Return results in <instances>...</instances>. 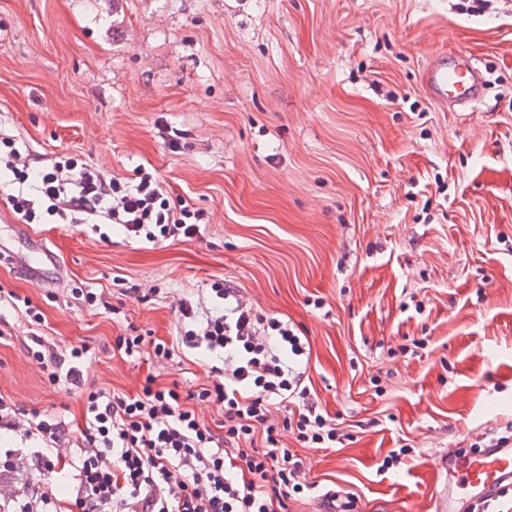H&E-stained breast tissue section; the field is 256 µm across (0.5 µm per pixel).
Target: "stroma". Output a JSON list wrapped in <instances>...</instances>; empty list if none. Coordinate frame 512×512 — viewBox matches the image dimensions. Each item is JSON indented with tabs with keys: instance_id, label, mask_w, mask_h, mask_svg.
<instances>
[{
	"instance_id": "obj_1",
	"label": "stroma",
	"mask_w": 512,
	"mask_h": 512,
	"mask_svg": "<svg viewBox=\"0 0 512 512\" xmlns=\"http://www.w3.org/2000/svg\"><path fill=\"white\" fill-rule=\"evenodd\" d=\"M471 3L0 0V131L46 162L145 166L209 217L200 239L155 246L87 224L21 236L0 192V290L41 308L48 342L92 351L87 386L134 393L151 377L192 393L209 361L151 343L178 335L180 297L212 305L211 283L230 280L309 341L310 391L345 440L301 448L284 433L307 481L371 512H434L433 456L512 423V0ZM442 52L476 60L477 108L427 95ZM33 240L66 270L54 287L25 269ZM75 285L113 312L77 303ZM132 326L149 341L136 361L115 344ZM29 339L0 308V394L83 427ZM11 448L23 465L0 479L32 495L35 444Z\"/></svg>"
}]
</instances>
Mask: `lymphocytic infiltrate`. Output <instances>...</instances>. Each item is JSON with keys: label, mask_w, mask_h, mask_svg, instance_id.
<instances>
[{"label": "lymphocytic infiltrate", "mask_w": 512, "mask_h": 512, "mask_svg": "<svg viewBox=\"0 0 512 512\" xmlns=\"http://www.w3.org/2000/svg\"><path fill=\"white\" fill-rule=\"evenodd\" d=\"M32 160L29 149L0 135V169L31 186L7 197L24 223L103 220L120 226L127 238L156 245L200 238L208 222L189 202L171 203L164 183L146 168L122 181L105 178L69 153L40 168ZM211 291L215 312L197 313L191 299L180 298L186 325L175 344L152 347L161 359L190 351L214 359L212 381L194 397L223 408L219 434L187 406L177 387L147 384L134 395L87 388L82 366L89 349H55L38 332L43 312L23 300L21 313L34 330L28 352L50 385L82 398L86 426L79 455L62 457L69 442L65 421L20 411L0 394V430L38 443L41 471H71L76 512H276V504L309 488L301 477L304 462L283 443L281 430L303 448L343 441L306 383L309 343L290 323L255 311L227 281L213 282ZM242 467L247 477L238 476Z\"/></svg>", "instance_id": "1"}]
</instances>
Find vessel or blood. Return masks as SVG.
<instances>
[{
	"mask_svg": "<svg viewBox=\"0 0 512 512\" xmlns=\"http://www.w3.org/2000/svg\"><path fill=\"white\" fill-rule=\"evenodd\" d=\"M424 81L433 99L457 108L474 107L485 83L475 61L464 55L430 62ZM433 468L435 512H472L475 504L512 482V446L469 454L446 448L435 454Z\"/></svg>",
	"mask_w": 512,
	"mask_h": 512,
	"instance_id": "b4317fda",
	"label": "vessel or blood"
}]
</instances>
